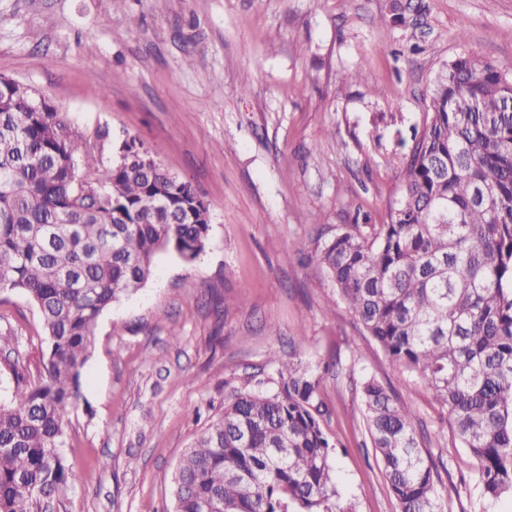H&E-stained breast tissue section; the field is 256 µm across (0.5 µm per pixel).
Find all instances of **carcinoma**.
I'll use <instances>...</instances> for the list:
<instances>
[{
	"instance_id": "cac0c4a2",
	"label": "carcinoma",
	"mask_w": 512,
	"mask_h": 512,
	"mask_svg": "<svg viewBox=\"0 0 512 512\" xmlns=\"http://www.w3.org/2000/svg\"><path fill=\"white\" fill-rule=\"evenodd\" d=\"M512 73L457 55L435 78L431 113L400 162L385 224L318 236L312 257L391 363L448 409L485 501L512 496ZM106 136L77 135L60 112L31 110V87L0 81V292L25 294L47 338L34 386L14 372L0 405V512H42L67 484L64 419L104 310L153 273L156 255L206 247L208 206L171 182L129 137L106 164ZM189 215L174 224L158 193ZM270 392L234 391L186 449L175 512H347L339 503L313 367L278 360ZM371 447L400 512H443L414 411L364 383Z\"/></svg>"
}]
</instances>
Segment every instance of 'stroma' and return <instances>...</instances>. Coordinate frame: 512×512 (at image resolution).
Returning a JSON list of instances; mask_svg holds the SVG:
<instances>
[{
  "instance_id": "1",
  "label": "stroma",
  "mask_w": 512,
  "mask_h": 512,
  "mask_svg": "<svg viewBox=\"0 0 512 512\" xmlns=\"http://www.w3.org/2000/svg\"><path fill=\"white\" fill-rule=\"evenodd\" d=\"M422 2L416 52L391 0H0V75L37 89L84 137L137 138L210 215L196 260L159 253L150 279L100 317L52 512H174L185 449L232 390L275 388V354L320 368L343 506L398 512L368 436L373 378L428 432L445 512H512L511 498L482 500L447 409L390 364L298 249L324 227L387 222L445 64L469 51L512 71V0ZM356 69L363 80L344 82ZM7 330L19 362L0 351L2 404L15 371L37 382L47 346L23 294L0 293Z\"/></svg>"
}]
</instances>
